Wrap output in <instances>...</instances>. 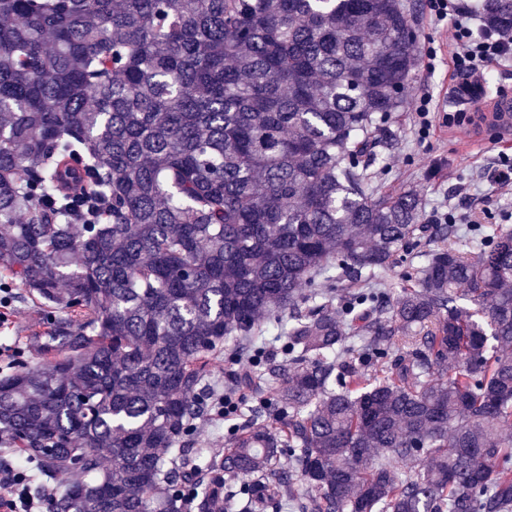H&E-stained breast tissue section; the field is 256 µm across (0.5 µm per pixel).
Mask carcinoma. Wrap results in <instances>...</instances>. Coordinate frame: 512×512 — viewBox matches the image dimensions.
<instances>
[{"mask_svg": "<svg viewBox=\"0 0 512 512\" xmlns=\"http://www.w3.org/2000/svg\"><path fill=\"white\" fill-rule=\"evenodd\" d=\"M483 20L512 29V0ZM411 28L402 0H0V274L51 320L0 375V440L85 475L48 512H263L284 486L294 512H512V229L464 251L372 184ZM267 336L284 360L226 388L264 411L201 459L223 347ZM427 248L420 246L402 252L395 263L381 274L383 291L389 293L386 295L387 301L392 300L393 295L402 288H410L416 284L414 272L422 263Z\"/></svg>", "mask_w": 512, "mask_h": 512, "instance_id": "carcinoma-1", "label": "carcinoma"}]
</instances>
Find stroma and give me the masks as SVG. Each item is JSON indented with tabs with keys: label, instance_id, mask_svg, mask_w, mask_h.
<instances>
[{
	"label": "stroma",
	"instance_id": "1",
	"mask_svg": "<svg viewBox=\"0 0 512 512\" xmlns=\"http://www.w3.org/2000/svg\"><path fill=\"white\" fill-rule=\"evenodd\" d=\"M412 9L414 26L420 35V48L436 53L435 60L420 57L414 80L408 90L412 101L421 95L431 98L433 125L426 135H419L413 126V108L404 106L390 113L386 126L393 132L394 145L378 144V160L373 167L374 182L378 190L392 192L401 188L416 190L423 199L424 221L434 223L437 211L446 199H455L459 211H481L490 208L488 224L503 223L505 215L512 213V196L498 195L490 183L491 163L497 156L498 145L512 142V131L486 130L490 146L472 149L455 136L442 117L451 112L448 86L455 75L450 65L448 35L445 30L431 25L427 19V0H405ZM478 183V193L468 199L457 197L462 182ZM8 322L0 331V341L22 347L27 360L37 356L36 342L46 335L45 313L39 302L31 299L23 289H15L7 311Z\"/></svg>",
	"mask_w": 512,
	"mask_h": 512
}]
</instances>
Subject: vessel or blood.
I'll use <instances>...</instances> for the list:
<instances>
[{
	"mask_svg": "<svg viewBox=\"0 0 512 512\" xmlns=\"http://www.w3.org/2000/svg\"><path fill=\"white\" fill-rule=\"evenodd\" d=\"M449 97L459 106L471 112L473 122L464 133L467 142L482 145L481 131L493 124L502 130L512 129V97L497 95L487 96L479 81H470L469 85H450Z\"/></svg>",
	"mask_w": 512,
	"mask_h": 512,
	"instance_id": "obj_1",
	"label": "vessel or blood"
}]
</instances>
